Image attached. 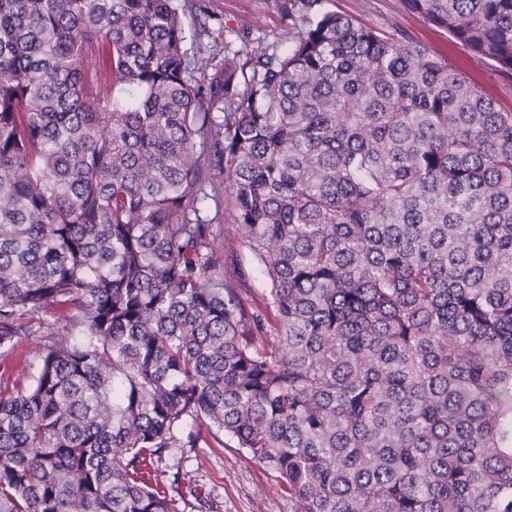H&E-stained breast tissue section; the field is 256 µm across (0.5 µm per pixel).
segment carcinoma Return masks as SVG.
Wrapping results in <instances>:
<instances>
[{
  "label": "carcinoma",
  "instance_id": "carcinoma-1",
  "mask_svg": "<svg viewBox=\"0 0 512 512\" xmlns=\"http://www.w3.org/2000/svg\"><path fill=\"white\" fill-rule=\"evenodd\" d=\"M320 4L205 85L181 0H0V349L83 331L0 396V512H183L155 465L210 438L296 512H512V111ZM404 5L512 71V0ZM227 183L228 176L224 171V164L215 161L209 164L204 185L207 198L200 206L199 216L209 224H221L224 239V275L234 283L245 306L251 312L269 315L273 320V314L267 305L266 282L249 253L238 243L226 198Z\"/></svg>",
  "mask_w": 512,
  "mask_h": 512
}]
</instances>
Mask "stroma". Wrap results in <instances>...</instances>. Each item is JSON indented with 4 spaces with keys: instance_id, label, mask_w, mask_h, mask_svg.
I'll list each match as a JSON object with an SVG mask.
<instances>
[{
    "instance_id": "obj_1",
    "label": "stroma",
    "mask_w": 512,
    "mask_h": 512,
    "mask_svg": "<svg viewBox=\"0 0 512 512\" xmlns=\"http://www.w3.org/2000/svg\"><path fill=\"white\" fill-rule=\"evenodd\" d=\"M321 7L386 34L425 44L480 83L503 109L512 110V71L499 70L475 56L445 30L408 12L403 0H322ZM184 22L186 46L190 54L207 58L206 73L210 76L222 70L225 47L238 50L260 42L281 49L288 42L279 0H204L203 10H186ZM227 183L223 165L209 164L200 216L222 226L224 274L246 307L264 314L268 311L267 285L258 266L238 243L226 198ZM41 323L40 332L22 338L11 349L0 350L1 393L9 395L31 383L40 366L45 334L66 338L79 334L78 328L54 310L44 314ZM177 473L182 476L179 494L187 503L185 512H294L293 502L274 474L240 449L213 442L172 449L158 466V480L170 484Z\"/></svg>"
}]
</instances>
